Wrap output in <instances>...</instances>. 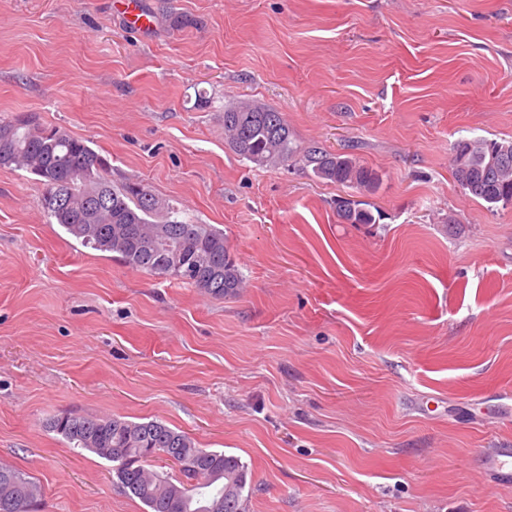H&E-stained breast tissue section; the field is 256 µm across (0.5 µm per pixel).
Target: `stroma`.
Segmentation results:
<instances>
[{"label":"stroma","instance_id":"1","mask_svg":"<svg viewBox=\"0 0 512 512\" xmlns=\"http://www.w3.org/2000/svg\"><path fill=\"white\" fill-rule=\"evenodd\" d=\"M0 0V118L89 141L223 231L215 299L83 247L35 176L0 168V464L38 512H145L62 413L158 420L241 459L247 512H512L477 472L512 447V208L451 176L512 139V0ZM377 171L371 193L224 141V109ZM344 197L372 224L339 223Z\"/></svg>","mask_w":512,"mask_h":512}]
</instances>
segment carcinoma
<instances>
[{
  "label": "carcinoma",
  "instance_id": "1",
  "mask_svg": "<svg viewBox=\"0 0 512 512\" xmlns=\"http://www.w3.org/2000/svg\"><path fill=\"white\" fill-rule=\"evenodd\" d=\"M224 139L240 157L258 165L294 162L321 181L371 190L376 171L349 154L317 142L299 144L284 113L255 102L224 109ZM512 140H460L452 176L460 191L488 208L512 207V163L493 168L499 147ZM0 167L23 170L46 186L49 222L86 248L110 253L126 266L172 278L215 298H232L242 274L224 233L209 224H187L176 210L141 182L112 184L110 166L88 141L32 120H0ZM343 224H373L372 213L348 200L336 201ZM51 428L75 448L118 463L121 487L145 512H246L248 469L238 457L197 445L186 432L159 421L117 417L55 416ZM163 458L177 471L152 468ZM40 489L22 472L0 466V512H34Z\"/></svg>",
  "mask_w": 512,
  "mask_h": 512
}]
</instances>
